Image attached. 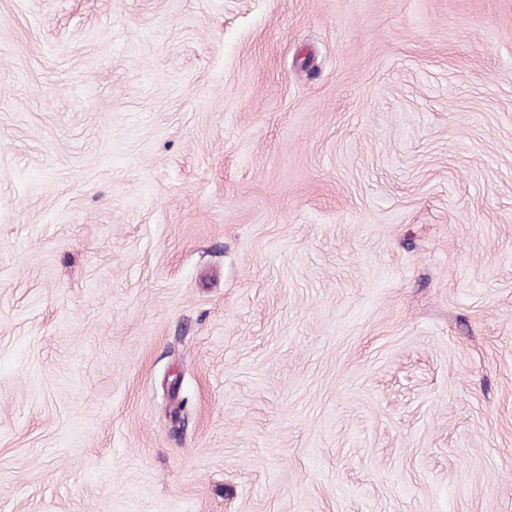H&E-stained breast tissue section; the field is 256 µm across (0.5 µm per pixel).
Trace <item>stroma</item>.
I'll return each mask as SVG.
<instances>
[{"label":"stroma","instance_id":"stroma-1","mask_svg":"<svg viewBox=\"0 0 512 512\" xmlns=\"http://www.w3.org/2000/svg\"><path fill=\"white\" fill-rule=\"evenodd\" d=\"M0 512H512V0H0Z\"/></svg>","mask_w":512,"mask_h":512}]
</instances>
